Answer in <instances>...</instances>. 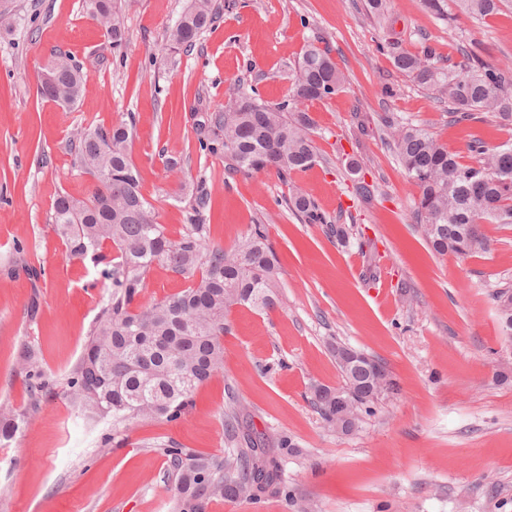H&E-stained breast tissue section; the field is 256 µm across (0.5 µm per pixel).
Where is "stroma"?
<instances>
[{
    "label": "stroma",
    "instance_id": "obj_1",
    "mask_svg": "<svg viewBox=\"0 0 512 512\" xmlns=\"http://www.w3.org/2000/svg\"><path fill=\"white\" fill-rule=\"evenodd\" d=\"M194 49L173 56L169 28L188 0H121L126 41L113 48L85 0H0V408L23 421L0 446V512H172L174 481L156 444L172 440L223 458L224 419L277 448L281 486L256 500H215L207 512H512V339L496 295L512 289V226L486 224L487 252L434 253L413 217L418 186L399 165L385 120L422 126L469 163L467 143L512 141L488 116L452 125L447 104L399 73L401 52H434L444 66L476 47L485 62L512 59V7L483 20L420 0H389L374 25L362 0H215ZM330 47L342 92L307 105L317 154L307 171L230 174L196 128L236 88L278 102L307 45ZM60 51L88 76L75 107L41 100L38 71ZM132 121L130 153L141 191L170 237L184 233L179 185L205 184L210 241L236 247L265 225L277 254L275 308L226 316L224 369L200 386L180 420L133 426L112 445V423L64 397L30 412L17 353L34 345L51 379L79 362L111 284L91 260L69 256L49 215L58 194L91 184L68 148L76 129ZM180 171H168L166 158ZM377 189L354 195L357 178ZM326 221L286 205L293 188ZM343 226L336 237L332 226ZM43 269L32 279L27 266ZM341 343L379 360L393 383L343 435L324 426L313 385L339 386L330 353Z\"/></svg>",
    "mask_w": 512,
    "mask_h": 512
}]
</instances>
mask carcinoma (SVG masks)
I'll use <instances>...</instances> for the list:
<instances>
[{
  "mask_svg": "<svg viewBox=\"0 0 512 512\" xmlns=\"http://www.w3.org/2000/svg\"><path fill=\"white\" fill-rule=\"evenodd\" d=\"M459 13L484 19L509 0H453ZM386 0H365L364 17L385 16ZM90 17L105 29L112 46L124 41L121 6L115 0H88ZM213 0H191L167 36V49L178 54L195 45L213 22ZM456 69L401 52L394 67L438 100L448 101V117L457 124L489 114L512 126V66L483 62L472 50ZM51 78L40 96L73 106L87 84L82 68L67 54L51 62ZM344 80L331 50L310 47L295 63L289 98L273 103L255 93L237 92L201 124L202 146L224 151L225 169L253 174L273 169L283 179L312 166L316 153L313 120L306 103L328 98ZM397 160L420 189L415 218L426 241L439 255L460 257L489 250L480 225H512V143L491 148L474 138L473 159L463 164L431 132L387 121ZM131 125L84 128L70 140V150L83 173L93 181L90 194L77 198L64 192L51 208V223L67 252L102 266L112 284L82 356L57 383L44 377L34 346L18 359L28 376L29 406L39 410L44 397L61 394L90 417L112 418V442L123 441L132 425L180 419L197 388L224 369L225 314L233 307L265 310L274 306L277 256L265 228L251 232L230 251L207 243L203 224L204 190L190 202L189 227L178 239L168 237L152 204L141 192L140 174L129 150ZM288 207L310 224L326 217L302 191ZM162 265L190 278V285L161 300L140 301L151 270ZM313 404L323 423L336 425L335 395L313 391ZM239 411L228 416L226 431L235 447L224 459L196 454L174 442L156 447L167 458L175 481V512H206L213 499L252 498L258 479L271 486L280 480L276 458L239 437ZM18 429L15 416L0 413V444Z\"/></svg>",
  "mask_w": 512,
  "mask_h": 512,
  "instance_id": "1",
  "label": "carcinoma"
}]
</instances>
